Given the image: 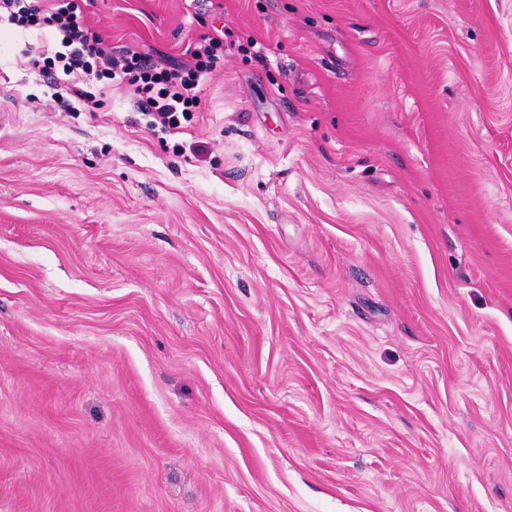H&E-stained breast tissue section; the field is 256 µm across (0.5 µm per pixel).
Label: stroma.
Segmentation results:
<instances>
[{
  "instance_id": "obj_1",
  "label": "stroma",
  "mask_w": 512,
  "mask_h": 512,
  "mask_svg": "<svg viewBox=\"0 0 512 512\" xmlns=\"http://www.w3.org/2000/svg\"><path fill=\"white\" fill-rule=\"evenodd\" d=\"M84 12L262 49L165 135L0 22V512H512V0Z\"/></svg>"
}]
</instances>
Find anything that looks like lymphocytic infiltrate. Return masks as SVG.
Here are the masks:
<instances>
[{"label":"lymphocytic infiltrate","mask_w":512,"mask_h":512,"mask_svg":"<svg viewBox=\"0 0 512 512\" xmlns=\"http://www.w3.org/2000/svg\"><path fill=\"white\" fill-rule=\"evenodd\" d=\"M0 16L18 28L51 33V42L30 64L42 72L60 71L82 110L102 109L105 87L119 82L152 127L174 134L198 112L200 83L224 65V28L199 35L185 59L157 63L137 49L106 45L86 24L80 0H0Z\"/></svg>","instance_id":"1"}]
</instances>
